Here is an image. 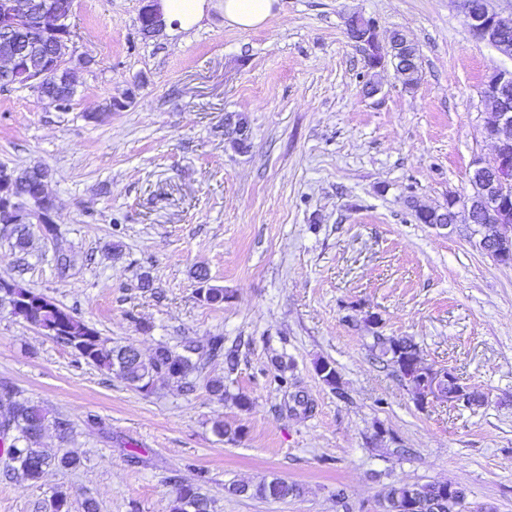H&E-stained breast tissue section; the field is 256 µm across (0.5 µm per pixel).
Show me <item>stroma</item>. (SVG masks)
I'll return each instance as SVG.
<instances>
[{"label": "stroma", "instance_id": "obj_1", "mask_svg": "<svg viewBox=\"0 0 512 512\" xmlns=\"http://www.w3.org/2000/svg\"><path fill=\"white\" fill-rule=\"evenodd\" d=\"M280 6L239 31L212 0L198 26L147 39L141 0H76L73 46L89 64L69 109L0 88V166L47 170L56 227H31L21 252L0 224V279L146 358L215 334L237 355L232 370L209 360L191 388L145 393L0 309V387L69 420L67 441L50 431L42 445L81 460L34 484L0 454V512H44L57 491L70 512L89 499L98 512H168L182 484L215 512H377L392 483L448 480L471 512H512V264L482 252L466 224L441 229L413 212L468 194L473 160L493 161L482 91L512 58L473 36L458 0ZM352 13L380 41L399 30L415 42V86L386 66L380 92L363 95ZM112 98L121 109L103 113ZM228 114L246 117L247 152L226 140ZM200 267L223 304L200 299ZM376 332L412 337L425 364L452 370L482 404L417 405L375 360ZM213 376L230 379L223 400L206 388ZM218 421L240 438L219 439ZM275 477L302 494L226 491Z\"/></svg>", "mask_w": 512, "mask_h": 512}]
</instances>
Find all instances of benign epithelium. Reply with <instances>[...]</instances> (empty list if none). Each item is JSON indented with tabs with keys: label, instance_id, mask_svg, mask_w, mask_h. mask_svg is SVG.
Segmentation results:
<instances>
[{
	"label": "benign epithelium",
	"instance_id": "obj_1",
	"mask_svg": "<svg viewBox=\"0 0 512 512\" xmlns=\"http://www.w3.org/2000/svg\"><path fill=\"white\" fill-rule=\"evenodd\" d=\"M140 10L142 32L148 36L160 33L165 23L160 11V0H143ZM75 0H68V9L56 7L55 0H42L41 13L44 16L45 36L51 41L50 49L42 51L39 46L17 49L8 40L20 29L27 26L33 14V0H0V39L5 40L0 50V86L20 85L47 99L56 108L61 103L46 92L44 86L51 76L74 83L76 70L86 64V59L70 52L72 41L71 17ZM475 37L512 56V42L499 36L500 31L512 26V14L504 16L490 9L488 0H482L481 8L474 9L471 0H462ZM347 30L351 39L369 50L368 62L375 70L391 65L399 77L413 71L408 66L412 59L407 40H393L382 47L376 37L372 20L361 15L348 18ZM512 85V70H496L483 88L487 104L484 116V133L496 141L493 162L484 163L476 158L472 162L469 183L471 193L455 198L460 207L462 222L477 224L476 214L486 213L487 222L493 224L494 234L490 238H479V247L501 264H512V105L503 100L500 90ZM225 133L238 150L245 149L249 139V128L241 118L229 116L224 119ZM402 375L415 381L420 388L419 405L430 403H456L467 401L462 390H451L453 374L446 369H436L421 363L405 367Z\"/></svg>",
	"mask_w": 512,
	"mask_h": 512
}]
</instances>
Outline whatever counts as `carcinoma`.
I'll return each mask as SVG.
<instances>
[{
    "label": "carcinoma",
    "instance_id": "1",
    "mask_svg": "<svg viewBox=\"0 0 512 512\" xmlns=\"http://www.w3.org/2000/svg\"><path fill=\"white\" fill-rule=\"evenodd\" d=\"M12 176L21 205L38 209L48 206V200L42 197L47 178L44 169L32 167L19 172L14 170ZM10 284V293H0V309H7L13 316L37 329H43L57 341L74 349L87 362L116 375L138 391L149 392L158 382L180 383L189 389V376L203 369L205 358L223 357L231 371L237 364V357L233 353L224 352L222 335L212 336L207 350L196 359L190 356L194 352L190 346L184 354L160 345L147 361L142 360L138 353L128 356L126 348L108 345L95 328L77 319L52 300L15 279ZM372 339L371 349L378 352V358L394 366L403 359L411 360L420 355L417 343L409 337L386 338L375 332ZM0 418L12 422L13 432V440L3 449V453L13 463V469L26 480L39 482L45 469L51 465L61 469H75L80 465V460L68 452L52 457L40 448L39 440L48 428V412L42 406L28 400H19L13 393L6 391L0 396ZM243 488L244 494L265 499L279 494L300 495L297 485H286L278 478L264 480L256 485L245 484ZM436 492H440V489L433 483H393L384 497V512H394L395 500H403L410 494L420 502L416 512H433L430 503ZM211 509L212 501L192 485L179 486L170 506V512H211Z\"/></svg>",
    "mask_w": 512,
    "mask_h": 512
}]
</instances>
